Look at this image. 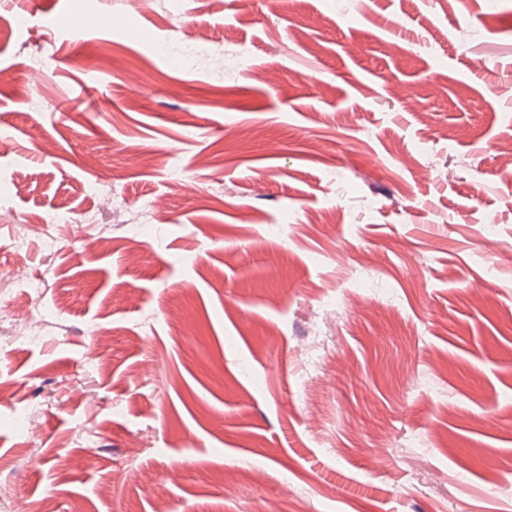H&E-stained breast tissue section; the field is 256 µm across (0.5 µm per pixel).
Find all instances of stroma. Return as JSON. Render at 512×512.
Instances as JSON below:
<instances>
[{"label": "stroma", "mask_w": 512, "mask_h": 512, "mask_svg": "<svg viewBox=\"0 0 512 512\" xmlns=\"http://www.w3.org/2000/svg\"><path fill=\"white\" fill-rule=\"evenodd\" d=\"M0 141V512H512V0H0ZM69 223L67 212H58L56 221L49 224L50 231L43 237L44 249L49 253H55L61 249V246L67 240L66 228Z\"/></svg>", "instance_id": "stroma-1"}]
</instances>
